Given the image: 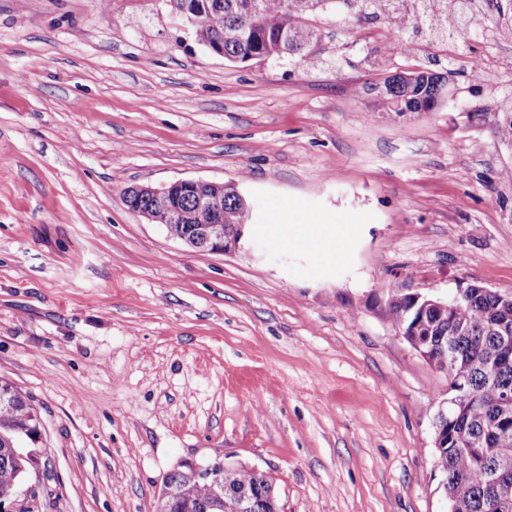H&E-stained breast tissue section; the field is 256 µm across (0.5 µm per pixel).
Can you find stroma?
I'll list each match as a JSON object with an SVG mask.
<instances>
[{"instance_id": "35a3bbf8", "label": "stroma", "mask_w": 512, "mask_h": 512, "mask_svg": "<svg viewBox=\"0 0 512 512\" xmlns=\"http://www.w3.org/2000/svg\"><path fill=\"white\" fill-rule=\"evenodd\" d=\"M512 0L460 45L391 41L336 4L308 57L224 59L167 0H0V377L41 438L38 512H155L182 461L268 475L279 512H448V376L388 314L406 289L512 294ZM485 69L473 78L471 65ZM447 75L432 112L366 89ZM240 181L242 250L202 252L132 186ZM348 229L342 259L278 245V212Z\"/></svg>"}]
</instances>
